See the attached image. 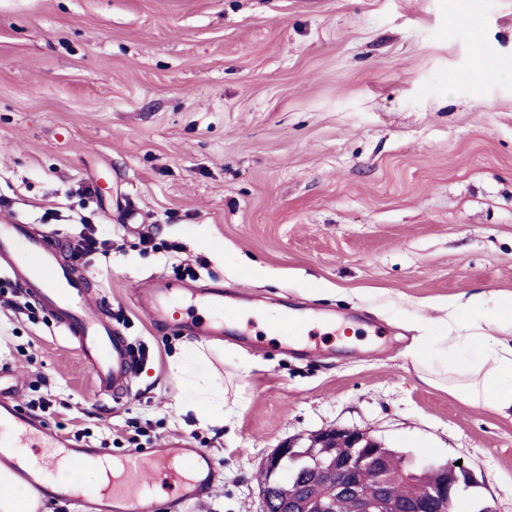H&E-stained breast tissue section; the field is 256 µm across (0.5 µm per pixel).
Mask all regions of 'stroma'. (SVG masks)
<instances>
[{
	"instance_id": "stroma-1",
	"label": "stroma",
	"mask_w": 512,
	"mask_h": 512,
	"mask_svg": "<svg viewBox=\"0 0 512 512\" xmlns=\"http://www.w3.org/2000/svg\"><path fill=\"white\" fill-rule=\"evenodd\" d=\"M512 68V0H0V217L73 238L94 301L143 348L128 395L99 399L74 343L31 297L0 310V370L65 437L138 436L213 454L187 512H262L263 461L319 430L461 462V493L512 512V413L422 382L405 352L512 295V79H473V44ZM137 229L126 226L128 208ZM190 265L194 276L175 273ZM156 277L220 287L262 319L331 310L356 342L283 355L203 341L224 424L182 412L186 335L130 301ZM107 251V241L99 239L96 236L95 229L88 224H84L79 233L74 254L78 257H84L98 252L106 253Z\"/></svg>"
}]
</instances>
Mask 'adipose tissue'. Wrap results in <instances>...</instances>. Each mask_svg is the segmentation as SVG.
I'll return each mask as SVG.
<instances>
[{
	"label": "adipose tissue",
	"instance_id": "obj_1",
	"mask_svg": "<svg viewBox=\"0 0 512 512\" xmlns=\"http://www.w3.org/2000/svg\"><path fill=\"white\" fill-rule=\"evenodd\" d=\"M470 305L473 316L461 323L448 319V333L437 340L410 348L419 379L448 388L458 399L473 406H487L503 413L512 410V298L481 294ZM204 355L195 343L183 345L171 359L175 378L185 380L186 407L203 423L215 425L224 420V397L206 389L204 378H192L193 363ZM207 390V389H206Z\"/></svg>",
	"mask_w": 512,
	"mask_h": 512
}]
</instances>
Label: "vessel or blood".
Returning <instances> with one entry per match:
<instances>
[{"instance_id": "b4317fda", "label": "vessel or blood", "mask_w": 512, "mask_h": 512, "mask_svg": "<svg viewBox=\"0 0 512 512\" xmlns=\"http://www.w3.org/2000/svg\"><path fill=\"white\" fill-rule=\"evenodd\" d=\"M20 250L27 255L21 265L14 260ZM0 265L57 317L92 372L99 393L119 394L134 371V357L47 237L30 232L27 225L1 220ZM181 296L190 304L178 312L170 288L157 282L143 308L152 322H171L184 332L209 339L223 335L225 324L241 322L248 313L234 303L210 301L191 285L185 286ZM286 322L301 342L318 332L312 313L287 316ZM108 456L106 448L60 436L45 420L22 412L12 395L0 390V460L23 477L34 498L60 495V483L47 477L48 460L100 464ZM117 469L85 499L88 512H178L181 505L202 501L216 463L201 449L176 440L164 448L128 450Z\"/></svg>"}]
</instances>
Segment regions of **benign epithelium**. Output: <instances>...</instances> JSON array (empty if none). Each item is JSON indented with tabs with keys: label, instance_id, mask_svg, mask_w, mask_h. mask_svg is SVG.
Listing matches in <instances>:
<instances>
[{
	"label": "benign epithelium",
	"instance_id": "1",
	"mask_svg": "<svg viewBox=\"0 0 512 512\" xmlns=\"http://www.w3.org/2000/svg\"><path fill=\"white\" fill-rule=\"evenodd\" d=\"M310 458L308 470L328 487V493L314 498L303 492L283 493L279 512H331L339 497L354 503L353 512H449L455 488L471 479L462 468L446 463L432 464L440 479L428 486L424 496L401 500L391 492L396 482H413L419 475L402 467L390 471L386 448L365 433L347 428H330L311 437L307 452L297 450L290 441L267 457L263 470L279 472L286 458Z\"/></svg>",
	"mask_w": 512,
	"mask_h": 512
}]
</instances>
